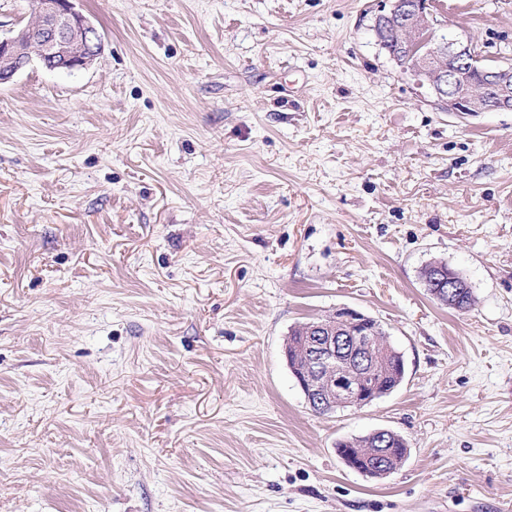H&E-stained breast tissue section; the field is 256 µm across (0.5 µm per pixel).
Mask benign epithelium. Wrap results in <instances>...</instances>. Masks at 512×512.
<instances>
[{"instance_id":"1","label":"benign epithelium","mask_w":512,"mask_h":512,"mask_svg":"<svg viewBox=\"0 0 512 512\" xmlns=\"http://www.w3.org/2000/svg\"><path fill=\"white\" fill-rule=\"evenodd\" d=\"M76 0H36L37 23L0 38V84L13 79L33 60L49 70L73 71L91 64L101 53L96 25L75 7ZM400 0H379L375 19L389 20L401 30L412 63L406 73L425 84L446 109L460 115L512 111V66L482 67L476 41L466 34L438 36L426 17L422 0L403 17ZM433 282L448 287L454 302L459 287L449 268L436 267ZM304 366L297 376L301 389L316 398L319 408L347 405L362 408L379 399L373 376L365 369L381 347L379 337L364 324L362 313L340 308L308 325Z\"/></svg>"}]
</instances>
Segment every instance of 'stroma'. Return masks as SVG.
Listing matches in <instances>:
<instances>
[{"label":"stroma","mask_w":512,"mask_h":512,"mask_svg":"<svg viewBox=\"0 0 512 512\" xmlns=\"http://www.w3.org/2000/svg\"><path fill=\"white\" fill-rule=\"evenodd\" d=\"M428 4L512 65V0ZM77 7L92 65L0 84V512H512V112L446 111L376 0ZM339 308L407 375L319 415L285 343ZM436 270L437 272L434 274V277L432 279L433 283L436 284L437 282H440L441 284L439 285V288H442L443 286H448V288H450L448 289V303H454V298L452 297V295L455 293V290L458 289L459 291L455 295L457 299L458 308L462 309L468 303L469 297L473 295L472 289L470 288L468 282L459 274L464 284H466V286L468 287L459 288V284L456 282V279L451 269L441 267L439 264H437ZM374 434H378L380 441L383 443L390 442L386 446L377 445L376 441L378 437L373 435V433L358 438L339 441L336 444L339 456L343 458L345 462L349 463L351 462L350 457L353 456L355 462L359 464L357 466L359 471L371 475H379V468L385 469L386 465L379 466V468L375 465L378 459L374 457L371 452L376 450L384 453L381 459L384 458L387 465L392 466L395 470L398 469L403 464L408 454L406 440L401 435L385 429L378 430ZM392 434L394 435L392 436Z\"/></svg>","instance_id":"obj_1"}]
</instances>
